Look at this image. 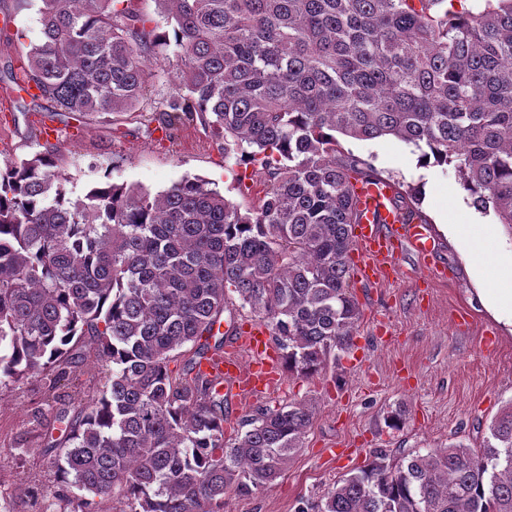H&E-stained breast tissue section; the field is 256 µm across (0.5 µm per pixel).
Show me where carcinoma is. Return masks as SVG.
Instances as JSON below:
<instances>
[{"mask_svg": "<svg viewBox=\"0 0 512 512\" xmlns=\"http://www.w3.org/2000/svg\"><path fill=\"white\" fill-rule=\"evenodd\" d=\"M42 0L24 71L52 113L127 112L147 100L148 57L174 46V92L152 107L170 136L197 118L236 165H259L243 212L201 179L156 195L100 181L73 195L38 152L0 166V386H64L65 424L41 512H224L274 482L315 409L259 407L226 428L215 331L234 303L269 332L291 378L349 352L353 182L379 173L337 135L393 136L454 165L478 211L512 229V0ZM90 340L101 388L79 383ZM185 358L182 372L170 368ZM477 448L450 444L359 473L295 512H512V403Z\"/></svg>", "mask_w": 512, "mask_h": 512, "instance_id": "1", "label": "carcinoma"}]
</instances>
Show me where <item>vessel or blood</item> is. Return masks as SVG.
<instances>
[{
    "label": "vessel or blood",
    "instance_id": "b4317fda",
    "mask_svg": "<svg viewBox=\"0 0 512 512\" xmlns=\"http://www.w3.org/2000/svg\"><path fill=\"white\" fill-rule=\"evenodd\" d=\"M361 211V221L353 225L356 243L354 275L364 282L378 276L395 277L405 255L425 259L438 249L437 240L429 224L419 219H408L397 206L398 188L387 179L360 181L354 186ZM239 345L252 354L250 366L229 355L203 363V370L223 377L229 400L248 395L263 397L272 390L278 370L277 353L268 331L260 325L247 326L238 336Z\"/></svg>",
    "mask_w": 512,
    "mask_h": 512
}]
</instances>
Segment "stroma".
Returning <instances> with one entry per match:
<instances>
[{
    "mask_svg": "<svg viewBox=\"0 0 512 512\" xmlns=\"http://www.w3.org/2000/svg\"><path fill=\"white\" fill-rule=\"evenodd\" d=\"M40 5L0 0V16L12 18L0 23V163L50 151L76 194L107 175L154 193L199 177L241 209L257 202L261 187L241 190L240 168L225 162L210 128L198 119L168 138L149 131L138 110L63 113L54 124L72 129L75 141L41 132L18 69L38 33ZM342 144L382 177L420 193L416 214L428 223L444 211L457 224L487 232L473 248L465 237L441 236L436 261L453 270L452 280L430 278L425 262L408 256L397 280L356 283L363 320L335 373L312 382L283 378L264 398L272 406L294 398L314 405L315 423L303 447L262 493L228 495L224 512H295L300 499H317L379 451L396 457L451 443L479 447L491 421L512 401V310L490 313L478 294L498 287L494 266L512 267V229L494 212L472 206L454 166H420L418 150L391 136ZM491 333L498 340L494 348L487 344ZM42 398L41 384L32 379L0 388V483L11 492V512H30L22 479L47 484L54 446L63 440L54 410L44 409L40 423H33L31 412ZM397 409L405 425L392 429L385 417ZM20 446L28 450L21 459Z\"/></svg>",
    "mask_w": 512,
    "mask_h": 512,
    "instance_id": "1",
    "label": "stroma"
}]
</instances>
